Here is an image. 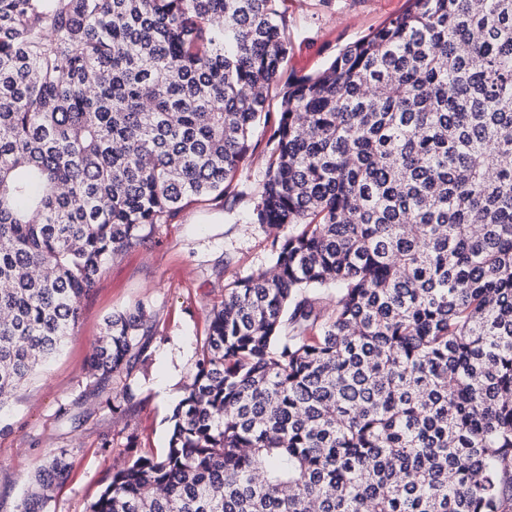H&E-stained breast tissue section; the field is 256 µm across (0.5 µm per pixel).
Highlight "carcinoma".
Listing matches in <instances>:
<instances>
[{
  "label": "carcinoma",
  "mask_w": 512,
  "mask_h": 512,
  "mask_svg": "<svg viewBox=\"0 0 512 512\" xmlns=\"http://www.w3.org/2000/svg\"><path fill=\"white\" fill-rule=\"evenodd\" d=\"M279 2L0 0V410L271 122L276 275L225 286L167 448L89 512H512V0H407L288 79ZM152 328L109 316L93 386ZM68 472L49 452L18 512Z\"/></svg>",
  "instance_id": "cac0c4a2"
}]
</instances>
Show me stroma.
Returning a JSON list of instances; mask_svg holds the SVG:
<instances>
[{
  "mask_svg": "<svg viewBox=\"0 0 512 512\" xmlns=\"http://www.w3.org/2000/svg\"><path fill=\"white\" fill-rule=\"evenodd\" d=\"M405 6L406 0H284L288 74L321 72ZM270 135L264 125L254 129L234 198L191 201L170 223L155 225L142 245L106 261L81 302L74 333L0 416V512H18L29 477L49 450H66L71 470L46 512H87L114 467L166 448L169 418L194 371L212 306L226 284L272 258L274 229L247 221L265 177ZM140 302L154 315L146 364L106 392H93L85 368L105 318ZM126 384L136 405L111 410L107 398ZM105 439L110 447H102Z\"/></svg>",
  "mask_w": 512,
  "mask_h": 512,
  "instance_id": "1",
  "label": "stroma"
}]
</instances>
